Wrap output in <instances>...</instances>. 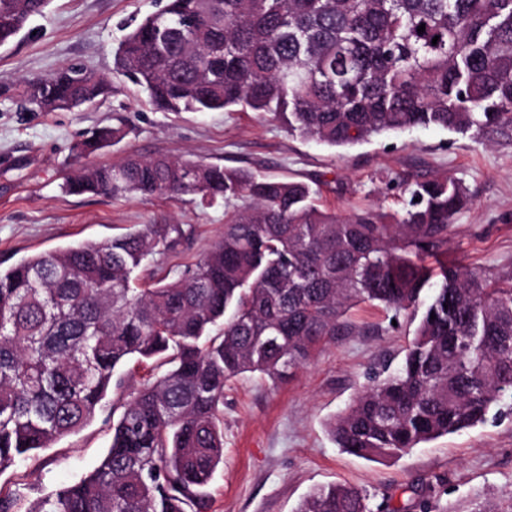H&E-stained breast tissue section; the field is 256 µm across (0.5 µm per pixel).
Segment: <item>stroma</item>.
Masks as SVG:
<instances>
[{
	"label": "stroma",
	"mask_w": 512,
	"mask_h": 512,
	"mask_svg": "<svg viewBox=\"0 0 512 512\" xmlns=\"http://www.w3.org/2000/svg\"><path fill=\"white\" fill-rule=\"evenodd\" d=\"M166 0H51L0 47V268L82 240H108L142 224H181L188 234L149 264L175 277L224 233V207L170 197L66 194L84 132L123 121L128 135L96 156L187 157L270 177H292L317 190L324 210L400 214L404 179L447 175L471 201L448 233V258L471 268H512V132L461 135L418 128L330 148L289 134L256 112H162L113 70V50L129 25ZM76 63L103 77L111 94L75 111L42 112L23 96L25 81ZM349 328L291 377L244 374L224 390V462L206 488L209 512H295L312 490L358 489L372 512H512V394L484 423L423 443L394 460L344 453L326 421L345 410L373 374L396 369L413 338L408 315L363 304ZM145 367L121 368L109 404L79 433L34 458L0 470V489L32 501L79 481L106 454L112 406L138 388Z\"/></svg>",
	"instance_id": "obj_1"
}]
</instances>
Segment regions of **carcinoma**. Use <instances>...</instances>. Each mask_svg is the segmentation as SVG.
I'll use <instances>...</instances> for the list:
<instances>
[{"instance_id": "obj_1", "label": "carcinoma", "mask_w": 512, "mask_h": 512, "mask_svg": "<svg viewBox=\"0 0 512 512\" xmlns=\"http://www.w3.org/2000/svg\"><path fill=\"white\" fill-rule=\"evenodd\" d=\"M49 2L0 0V45ZM113 71L160 111L240 107L330 147L414 128L512 131V0H168L125 35ZM107 91L69 64L23 94L52 112ZM125 135L99 127L77 156ZM403 186L390 224L374 210L325 212L301 182L192 159L75 167L69 194L222 201L224 236L148 288L132 286L135 273L173 249L183 225L144 224L0 268V468L83 429L123 365L151 372L121 404L92 472L26 511L20 494L0 492V512H202L224 459L226 384L292 375L362 303L417 324L400 366L328 423L336 447L397 458L484 422L512 390V271L425 265L447 253L470 197L448 176ZM297 512L371 510L361 491L333 485Z\"/></svg>"}]
</instances>
